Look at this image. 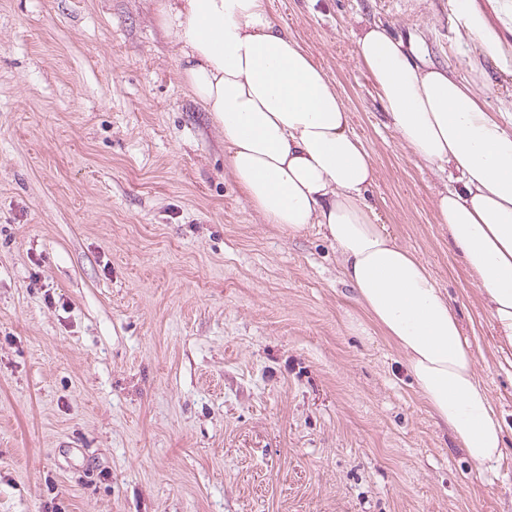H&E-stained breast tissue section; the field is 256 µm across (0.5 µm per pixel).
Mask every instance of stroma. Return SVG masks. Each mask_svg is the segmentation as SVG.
<instances>
[{"label":"stroma","instance_id":"stroma-1","mask_svg":"<svg viewBox=\"0 0 512 512\" xmlns=\"http://www.w3.org/2000/svg\"><path fill=\"white\" fill-rule=\"evenodd\" d=\"M460 0H271L352 115L381 223L447 293L504 428L478 465L319 227L263 223L153 0H0V512H512V352L359 62L378 22L512 117Z\"/></svg>","mask_w":512,"mask_h":512}]
</instances>
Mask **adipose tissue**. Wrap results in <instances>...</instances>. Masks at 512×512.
<instances>
[{
  "instance_id": "1",
  "label": "adipose tissue",
  "mask_w": 512,
  "mask_h": 512,
  "mask_svg": "<svg viewBox=\"0 0 512 512\" xmlns=\"http://www.w3.org/2000/svg\"><path fill=\"white\" fill-rule=\"evenodd\" d=\"M487 57L512 72L496 30L464 10ZM156 20L183 61L181 75L224 138L228 164L265 223L291 234L321 228L366 320L404 355L432 414L470 460L498 461L502 425L447 295L380 224L368 191L375 167L334 85L277 26L270 0H158ZM394 129L411 155L448 184L440 223L485 293L500 342L512 347V128L473 85L428 63L419 38L378 23L356 38Z\"/></svg>"
}]
</instances>
